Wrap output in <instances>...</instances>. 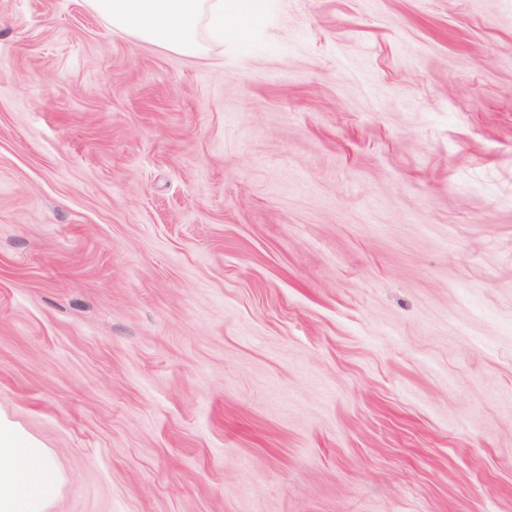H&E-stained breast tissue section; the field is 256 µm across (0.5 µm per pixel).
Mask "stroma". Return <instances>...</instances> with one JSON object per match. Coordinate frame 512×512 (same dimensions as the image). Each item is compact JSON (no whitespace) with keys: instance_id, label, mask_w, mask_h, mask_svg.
<instances>
[{"instance_id":"obj_1","label":"stroma","mask_w":512,"mask_h":512,"mask_svg":"<svg viewBox=\"0 0 512 512\" xmlns=\"http://www.w3.org/2000/svg\"><path fill=\"white\" fill-rule=\"evenodd\" d=\"M201 42L0 0V413L49 512H512V0Z\"/></svg>"}]
</instances>
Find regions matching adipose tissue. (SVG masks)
<instances>
[{
	"mask_svg": "<svg viewBox=\"0 0 512 512\" xmlns=\"http://www.w3.org/2000/svg\"><path fill=\"white\" fill-rule=\"evenodd\" d=\"M117 29L172 52L201 53V28L213 37L246 38L264 0H89ZM64 483L49 449L0 416V512H46Z\"/></svg>",
	"mask_w": 512,
	"mask_h": 512,
	"instance_id": "ef3b65f1",
	"label": "adipose tissue"
}]
</instances>
